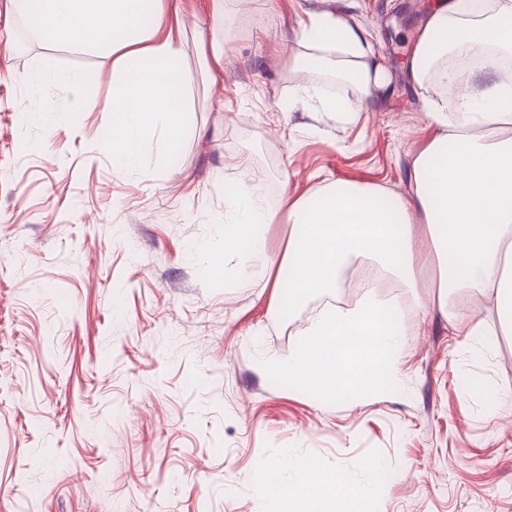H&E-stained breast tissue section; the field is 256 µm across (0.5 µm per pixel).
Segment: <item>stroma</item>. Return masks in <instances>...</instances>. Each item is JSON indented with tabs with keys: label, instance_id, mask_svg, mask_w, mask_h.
<instances>
[{
	"label": "stroma",
	"instance_id": "stroma-1",
	"mask_svg": "<svg viewBox=\"0 0 512 512\" xmlns=\"http://www.w3.org/2000/svg\"><path fill=\"white\" fill-rule=\"evenodd\" d=\"M428 0H244L227 20L222 89L202 75L206 0H182L191 111L176 149L155 134L138 171L104 148L112 58L36 36L0 0V512H275L263 465L316 459L356 483L385 476L358 512H512V335H454L428 289L400 288L401 387L330 405L272 384L319 316L275 314L265 279H215L199 248L224 245L236 184L260 200L353 182L404 195L433 134L409 77ZM349 10L391 69L372 111L305 109L301 20ZM53 82H44V73ZM77 73L81 84L68 83ZM246 168H238L239 159Z\"/></svg>",
	"mask_w": 512,
	"mask_h": 512
}]
</instances>
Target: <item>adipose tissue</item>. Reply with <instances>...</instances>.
Returning a JSON list of instances; mask_svg holds the SVG:
<instances>
[{
  "label": "adipose tissue",
  "instance_id": "adipose-tissue-1",
  "mask_svg": "<svg viewBox=\"0 0 512 512\" xmlns=\"http://www.w3.org/2000/svg\"><path fill=\"white\" fill-rule=\"evenodd\" d=\"M32 31L62 45L107 50L112 94L101 103L109 123L105 148L122 171L138 169L156 128L177 141L189 112L190 79L179 65L180 0H8ZM301 40L313 53L297 63L300 100L322 112H367L391 83L387 65L350 15L319 11L303 23ZM224 0H208L199 48L210 83L224 69ZM466 48L486 56L462 78L444 60ZM512 54V0H429L410 55V78L424 90L425 116L435 133L412 162L410 193L376 186L333 185L285 207L255 204L246 192L226 199L224 248L202 257L215 276L249 267L273 288L275 302L296 305L333 295L346 269L367 258L416 287L422 268L436 270L437 301L483 297L512 334V83L497 61ZM323 68L351 83L355 99L326 97L308 80ZM286 214L288 242L272 262L266 229ZM294 478L264 470L271 500L305 512H342L372 489L318 462L299 458Z\"/></svg>",
  "mask_w": 512,
  "mask_h": 512
}]
</instances>
